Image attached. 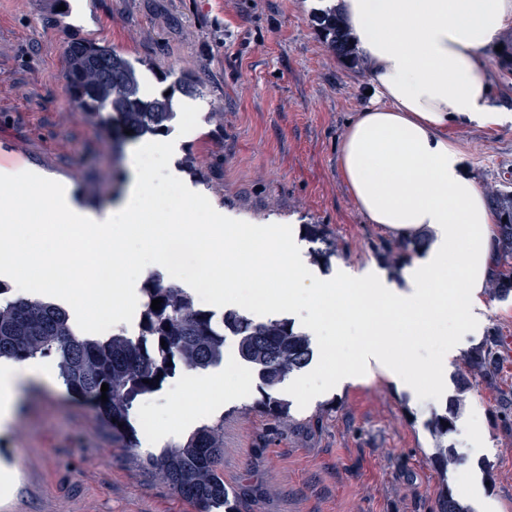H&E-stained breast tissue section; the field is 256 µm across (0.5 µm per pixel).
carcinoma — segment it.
<instances>
[{
  "mask_svg": "<svg viewBox=\"0 0 512 512\" xmlns=\"http://www.w3.org/2000/svg\"><path fill=\"white\" fill-rule=\"evenodd\" d=\"M328 48L336 57L356 62L354 43L341 14L327 11L318 18ZM66 94L70 101L112 134V151L145 133L159 136L174 119L172 95L145 99L134 65L110 46L78 38L66 52ZM131 134H125V131ZM490 206L496 216L497 253L491 275V296L506 300L512 296V191H493ZM312 241L314 261L328 259L333 243L323 224L306 225ZM162 300L160 309L152 300ZM145 308L144 334L129 340L119 331L105 338H90L75 332L69 313L42 299L0 297V358L22 362L37 356L56 360L60 377L76 399L93 404L112 436L125 448L138 445L137 429L131 421L136 397L157 390L162 381L179 369L205 370L224 358L226 337L235 339L239 359L249 366L264 393L265 409L273 417L288 414L289 403L275 398L269 390L287 376L307 367L313 358L309 337L292 321L281 318L256 320L240 311L219 316L212 310H198L178 286L157 272L142 299ZM497 339L492 338L465 355L472 367L488 369L497 360ZM149 383H144V380ZM109 389L101 392L102 384ZM107 401H101V395ZM461 399L450 402L445 412L435 415L430 431L441 440L455 427ZM433 467L445 473L448 463L458 461L454 452L437 445ZM223 446L215 428L203 426L183 440L149 454L144 463L160 474L179 494L197 503L202 512L214 505L224 512H240L238 500L224 486L220 460ZM438 512H470L448 484L438 493Z\"/></svg>",
  "mask_w": 512,
  "mask_h": 512,
  "instance_id": "carcinoma-1",
  "label": "carcinoma"
}]
</instances>
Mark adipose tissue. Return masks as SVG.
Here are the masks:
<instances>
[{
    "mask_svg": "<svg viewBox=\"0 0 512 512\" xmlns=\"http://www.w3.org/2000/svg\"><path fill=\"white\" fill-rule=\"evenodd\" d=\"M357 45L370 63L372 93L348 122L341 138L339 168L359 211L369 223L398 237L420 231L428 238L399 279L349 266L330 277L310 274L304 248L276 224H228L224 212L200 188L184 185L165 214L153 211V174L143 157L176 152L173 141L142 143L122 199L98 212L78 206L65 183L34 169L0 168V249L20 253L27 266L42 267L49 254L108 253L112 291L103 311L124 318L138 296L123 268L132 253H110L117 242L150 238L166 242L194 235L206 250L224 252V269L212 273L215 301L235 302L244 283L267 254L288 289L257 297L262 313L296 311L295 299L313 294L317 303L343 304L366 339L333 373V386L361 383L379 375L414 391L396 354L404 331L396 313L415 328H452L455 339L432 367L436 385L448 380V366L460 351L458 337L477 335L489 313L485 290L496 257V218L467 173L450 128L512 125V113L494 102L486 76L487 49L512 23V0H340ZM204 211L206 224L189 219ZM249 238L258 244L245 253L227 241ZM406 319V320H407ZM49 366L0 358V427L10 420L18 388L48 376Z\"/></svg>",
    "mask_w": 512,
    "mask_h": 512,
    "instance_id": "1",
    "label": "adipose tissue"
}]
</instances>
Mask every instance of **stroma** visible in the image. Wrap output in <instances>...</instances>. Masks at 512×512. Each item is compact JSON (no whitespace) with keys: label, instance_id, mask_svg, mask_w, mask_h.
I'll use <instances>...</instances> for the list:
<instances>
[{"label":"stroma","instance_id":"35a3bbf8","mask_svg":"<svg viewBox=\"0 0 512 512\" xmlns=\"http://www.w3.org/2000/svg\"><path fill=\"white\" fill-rule=\"evenodd\" d=\"M322 0H0V154H19L72 186L90 209L123 191L127 154L107 153L102 132L69 111L65 50L75 37L109 45L137 67L152 93L168 90L176 112L195 103L197 135L183 137L177 159H191L208 199L243 224L304 225L329 230L335 252L312 264L318 274L337 265L393 275L410 255L382 256L394 237L367 223L337 165L346 124L365 104L367 61L349 67L328 49L315 20ZM203 86L190 97L181 76ZM450 137L483 193L512 183V126L454 128ZM481 336L460 337L464 352L488 336H512V298L489 299ZM352 325L321 326L314 357L274 390L290 412L273 418L259 389L215 397L201 424L223 423L224 484L240 512H437L441 483L467 501L473 481L512 512V358L499 373H470L462 357L448 384L434 388L430 368L446 339L404 336L405 364H418L417 394L378 377L311 402L305 389L325 384L354 350ZM223 366L177 371L139 396L132 421L139 446L123 447L90 404L71 398L57 373L22 387L15 417L0 429V512H198L143 459L191 429L172 423V406L197 407ZM464 395L488 452L465 469L440 477L429 458L435 441L427 424L449 399Z\"/></svg>","mask_w":512,"mask_h":512}]
</instances>
